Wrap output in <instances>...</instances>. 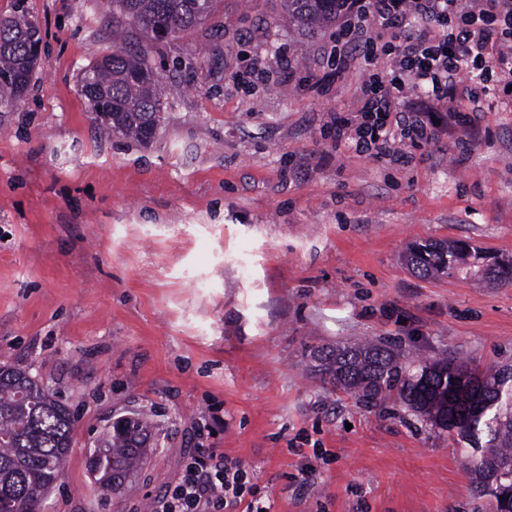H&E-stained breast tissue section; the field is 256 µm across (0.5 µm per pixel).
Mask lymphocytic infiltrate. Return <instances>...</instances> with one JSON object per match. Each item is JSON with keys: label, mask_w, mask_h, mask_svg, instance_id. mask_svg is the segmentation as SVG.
Wrapping results in <instances>:
<instances>
[{"label": "lymphocytic infiltrate", "mask_w": 512, "mask_h": 512, "mask_svg": "<svg viewBox=\"0 0 512 512\" xmlns=\"http://www.w3.org/2000/svg\"><path fill=\"white\" fill-rule=\"evenodd\" d=\"M326 81L364 67L355 119L336 118L337 141L374 157L393 143L419 149L470 132L485 98L512 86V0H344L327 48ZM471 77L457 96L461 74ZM254 469L201 448L152 512H273Z\"/></svg>", "instance_id": "f902f5d3"}]
</instances>
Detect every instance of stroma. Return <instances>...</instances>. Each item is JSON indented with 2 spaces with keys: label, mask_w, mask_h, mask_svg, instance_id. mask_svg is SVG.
<instances>
[{
  "label": "stroma",
  "mask_w": 512,
  "mask_h": 512,
  "mask_svg": "<svg viewBox=\"0 0 512 512\" xmlns=\"http://www.w3.org/2000/svg\"><path fill=\"white\" fill-rule=\"evenodd\" d=\"M20 12L44 52L0 102V365L30 367L75 417L42 512H145L197 448L255 466L275 512H493L446 432L360 405L313 352L368 337L512 363V286L402 260L426 239L512 257V108L484 100L465 149L358 153L329 129L357 110L363 71L301 86L327 71L329 30L275 26L280 0H215L147 42L166 97L142 143L101 131L80 93L112 50L109 0H0V19ZM139 410L158 449L105 492L86 454Z\"/></svg>",
  "instance_id": "35a3bbf8"
}]
</instances>
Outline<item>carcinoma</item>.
<instances>
[{"label":"carcinoma","mask_w":512,"mask_h":512,"mask_svg":"<svg viewBox=\"0 0 512 512\" xmlns=\"http://www.w3.org/2000/svg\"><path fill=\"white\" fill-rule=\"evenodd\" d=\"M288 27L309 36L336 22L340 0H281ZM213 0H112V33L132 26L159 40L188 32L212 12ZM36 24L17 16L0 20V98H13L30 82L41 45ZM92 88L80 87L94 113L110 112L118 125L103 128L139 142L150 140L164 109L161 80L145 47L119 45L96 60ZM405 262L420 276L478 278L512 285V260L501 261L462 241L412 244ZM397 345L362 342L336 347L323 372L362 405L393 401L448 433L469 449L468 472L477 493L495 512H512V366L481 368L455 354L414 365ZM147 414L108 427L87 464L100 487L116 492L151 450ZM74 420L27 368L0 367V512H37L61 478L73 442Z\"/></svg>","instance_id":"1"}]
</instances>
